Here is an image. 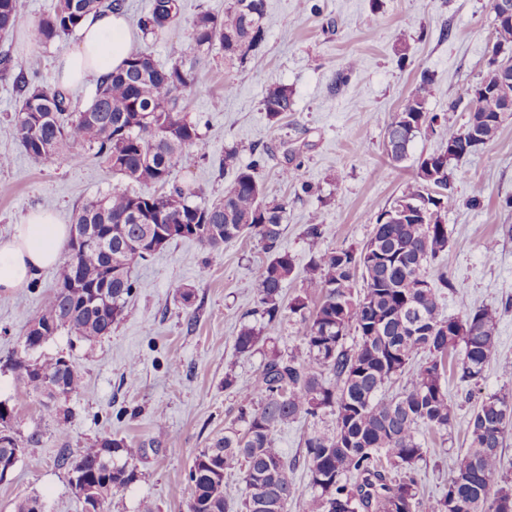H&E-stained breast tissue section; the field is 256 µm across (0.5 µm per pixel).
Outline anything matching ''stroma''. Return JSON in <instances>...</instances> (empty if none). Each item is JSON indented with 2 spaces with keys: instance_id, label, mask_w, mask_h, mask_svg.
I'll use <instances>...</instances> for the list:
<instances>
[{
  "instance_id": "stroma-1",
  "label": "stroma",
  "mask_w": 512,
  "mask_h": 512,
  "mask_svg": "<svg viewBox=\"0 0 512 512\" xmlns=\"http://www.w3.org/2000/svg\"><path fill=\"white\" fill-rule=\"evenodd\" d=\"M55 0H26L25 14L0 52L10 51L15 74L28 81L56 85L60 54L74 46L68 37L38 49L32 24L52 11ZM225 0H181L178 21L162 38L148 37L140 50L159 63L169 61V45L188 42L199 12L223 13ZM494 12L491 0H266V36L245 63L225 65L224 51L213 47L200 55L188 51L185 65L197 81L180 102L199 123L200 161L177 169L180 184L200 187L206 200L224 193L234 177L224 166L233 149L241 165L257 163L268 199L288 203L283 246L296 275L284 288L286 298L302 292L301 276L312 255L365 243L372 218L411 183L416 161L448 146V129L460 125L472 92L488 68ZM407 48V61L398 51ZM358 66L345 72L349 58ZM433 78L426 107L447 115V125L427 130L414 140L400 167H391L384 148L387 124L415 92L422 72ZM284 84L293 91L292 112L271 123L263 110L265 90ZM13 76L0 77V240L36 209H52L63 222L87 201L104 196L114 179L95 156L78 165L46 166L21 149L8 119L19 103ZM296 169L297 182L281 179L283 168ZM480 185L479 206L468 199ZM319 212L322 237L306 233L310 212ZM448 248L441 263L451 289L440 298L444 315H462L464 307L486 308L496 317L498 355L512 360V119L497 137L456 167L455 189L448 204ZM495 241L496 258L486 261L483 246ZM267 256L257 241L244 237L211 250L194 240H178L138 262V283L121 322L109 336L91 345L71 344L60 331L40 356L66 355L76 363L81 391L68 402L71 418L66 436L15 375L6 368L18 350L27 322L53 292L61 266L45 269L35 286L0 293V400L17 416L21 435L36 432L41 443L0 482V512L39 497L43 512H82L61 455H77L102 438H123L145 445L138 463L139 480L118 492L109 512H187L188 470L194 456L223 436L225 423L237 414L233 375L238 385L259 371L263 351L241 356L234 350L243 314L254 306L256 277ZM194 290L193 310L175 302L171 282ZM137 357L139 369L128 375L126 363ZM180 374H171L169 364ZM512 390L498 365H490L478 384L451 379L448 398L456 421L448 433L419 428L427 448L416 474L421 494L440 497L453 457L466 446L465 420L478 397ZM164 430H157V423Z\"/></svg>"
}]
</instances>
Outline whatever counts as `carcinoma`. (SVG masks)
<instances>
[{"mask_svg":"<svg viewBox=\"0 0 512 512\" xmlns=\"http://www.w3.org/2000/svg\"><path fill=\"white\" fill-rule=\"evenodd\" d=\"M102 8H121L119 0H56L53 11L33 23L35 42L47 46L74 34L83 19ZM180 0H150L139 27L155 36L165 33L180 14ZM265 0H227L224 15L200 12L190 40L207 53L216 44L224 60L244 63L265 40ZM22 17L20 0H0V31ZM170 63L160 64L142 50L98 81L89 106L72 109L69 94L57 87L16 76L20 105L11 116L23 151L52 165L79 163L88 151L104 159L120 179L104 196L75 209L70 238L56 291L28 322L23 348L12 362L28 393L50 402L67 401L82 385V376L65 357L32 358L60 330L76 341L93 344L112 333L137 288L131 265L178 239H193L217 249L244 235L257 240L267 261L257 275L254 307L235 336V349L251 354L272 340L287 316L302 325L299 347L283 352L273 346L248 386L237 388L238 410L216 438L194 457L188 471L187 512H232L224 497V478L239 474L246 486L240 512H288L300 498L303 512H512V482L501 474L504 434L512 426V392L482 397L466 421L469 446L457 454L441 497L428 500L414 477L428 449L416 435L424 426L442 433L454 427L448 399L447 371L462 383L476 384L497 356L494 315L465 309L445 316L439 295L452 287L448 273L434 278L427 269L448 248L446 212L453 197L458 152L449 148L418 160L414 180L391 203L416 199L412 210L392 223L375 219L371 238L361 246L314 255L307 267L304 295L286 302L285 284L294 265L281 241L286 201H269L256 175L257 164L240 166L236 152L224 153L234 170L224 194L195 203V187L172 181L176 168L198 162L199 125L177 111L180 96L196 80L183 63L184 48L169 45ZM492 56L481 80L497 84L512 70V21L494 23ZM432 78L422 72L416 91L385 131L392 165L408 157L415 138L439 124L428 112ZM268 119L277 122L293 110L286 85L267 89L262 101ZM479 121L481 145L501 128L492 103L475 100L463 126L448 128V144L461 145L464 127ZM444 188L447 194L434 192ZM104 238L107 245L84 246L75 231ZM362 288H357V279ZM170 292L184 308L195 294L179 282ZM354 344L347 345L350 333ZM426 354L422 361L420 354ZM406 377L401 391L388 396L385 386ZM335 416L332 429L303 437V459L288 458L276 446V429L300 419ZM14 409L0 401V481L20 458L40 443L33 432L20 438ZM144 446L103 438L76 456H62L59 466L68 483L82 481L108 512L112 496L139 478L137 462ZM304 465L311 493L303 495L294 473Z\"/></svg>","mask_w":512,"mask_h":512,"instance_id":"carcinoma-1","label":"carcinoma"}]
</instances>
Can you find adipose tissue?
I'll return each instance as SVG.
<instances>
[{
	"label": "adipose tissue",
	"instance_id": "1",
	"mask_svg": "<svg viewBox=\"0 0 512 512\" xmlns=\"http://www.w3.org/2000/svg\"><path fill=\"white\" fill-rule=\"evenodd\" d=\"M80 35L79 43L63 52L56 65L59 83L70 88L120 68L144 39L143 31L132 27L119 9L90 16ZM68 238L69 227L55 212H30L9 238L0 240V290L26 287L44 269L59 263Z\"/></svg>",
	"mask_w": 512,
	"mask_h": 512
}]
</instances>
